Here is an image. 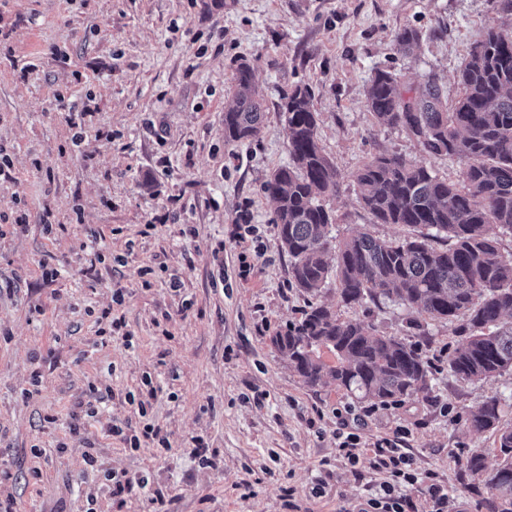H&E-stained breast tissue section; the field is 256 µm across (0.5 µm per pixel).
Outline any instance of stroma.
Returning a JSON list of instances; mask_svg holds the SVG:
<instances>
[{
    "instance_id": "stroma-1",
    "label": "stroma",
    "mask_w": 512,
    "mask_h": 512,
    "mask_svg": "<svg viewBox=\"0 0 512 512\" xmlns=\"http://www.w3.org/2000/svg\"><path fill=\"white\" fill-rule=\"evenodd\" d=\"M492 26L512 30V0H0V155L10 163L0 212L28 214L25 228L0 224V470L10 474L0 493L17 512H83L91 493L98 512H357L381 477L353 473L336 431L338 413L363 403L308 388L273 344L308 302L289 281L263 191L289 161L280 98L311 90L340 181L325 201L332 235L407 236L373 223L353 173L390 154L458 184L462 166L378 124L368 80L388 69L417 93L432 78L456 101L458 71ZM406 28L420 39L404 51ZM244 61L263 124L257 139L228 143L224 105ZM235 224L255 231L231 240ZM243 253L254 266L245 280ZM118 291L131 338L103 346L96 319ZM319 300L404 339L431 366L432 391L379 407L362 444L406 428L418 470L448 488L444 512H490L488 488L464 463L480 453L492 469L499 452L466 420L494 399L512 423V373L454 380L447 357L459 338L447 322H430L423 338L397 304L349 308L332 283ZM147 379L166 449L127 448L109 433L139 428L126 396ZM107 470L148 486L115 510Z\"/></svg>"
}]
</instances>
